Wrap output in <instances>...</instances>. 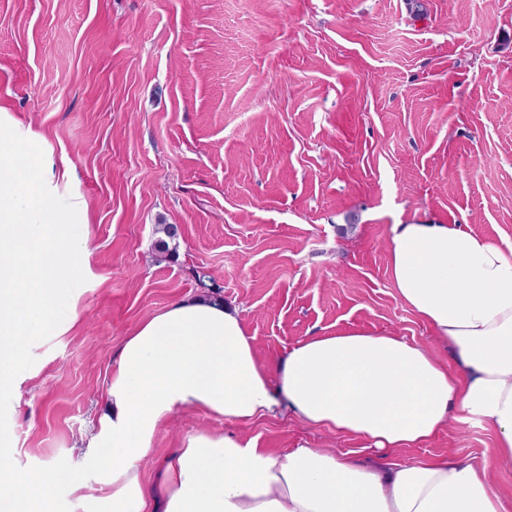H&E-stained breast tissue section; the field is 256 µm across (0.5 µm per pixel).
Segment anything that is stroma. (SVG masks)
Wrapping results in <instances>:
<instances>
[{
    "instance_id": "35a3bbf8",
    "label": "stroma",
    "mask_w": 512,
    "mask_h": 512,
    "mask_svg": "<svg viewBox=\"0 0 512 512\" xmlns=\"http://www.w3.org/2000/svg\"><path fill=\"white\" fill-rule=\"evenodd\" d=\"M0 107L86 212L78 319L33 345L8 408L20 468L80 470L119 342L197 273L265 364L345 331L433 342L391 284L393 225L512 245V0H0ZM206 430L376 456L290 412L183 410L148 471ZM493 446L457 423L397 458ZM179 231L178 226H175ZM173 224H159L156 228V233L163 234L156 239L154 243V251L158 254H165L167 257L172 258L176 256L177 251V234Z\"/></svg>"
}]
</instances>
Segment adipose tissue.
Here are the masks:
<instances>
[{"mask_svg":"<svg viewBox=\"0 0 512 512\" xmlns=\"http://www.w3.org/2000/svg\"><path fill=\"white\" fill-rule=\"evenodd\" d=\"M388 253L398 297L452 362L389 332L348 331L304 339L264 365L236 307L182 300L122 338L82 473L13 466L0 426V512H61L60 488L97 512H512L498 485L512 478V248L420 222L393 225ZM282 408L362 439L385 461L307 446L276 453L203 431L145 480L154 439L177 411L246 422ZM455 422L490 430L491 456L393 461Z\"/></svg>","mask_w":512,"mask_h":512,"instance_id":"ef3b65f1","label":"adipose tissue"}]
</instances>
